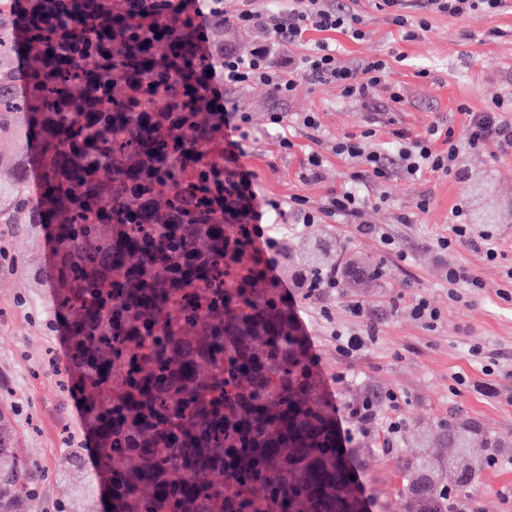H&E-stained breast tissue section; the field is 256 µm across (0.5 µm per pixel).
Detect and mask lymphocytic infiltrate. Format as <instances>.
Listing matches in <instances>:
<instances>
[{
  "label": "lymphocytic infiltrate",
  "mask_w": 512,
  "mask_h": 512,
  "mask_svg": "<svg viewBox=\"0 0 512 512\" xmlns=\"http://www.w3.org/2000/svg\"><path fill=\"white\" fill-rule=\"evenodd\" d=\"M171 17H189L195 26V36L189 49L194 53H210L214 44L211 32L217 19L246 31L264 34L266 42L243 54L234 49L224 52V66L186 82L184 92L193 95L197 86L207 90L205 106L223 120L224 169L220 182L211 183L205 204L214 211L224 208L225 193L238 198L251 226L250 240L257 253L266 255L268 270H275L285 249L281 237L265 234L263 223L269 216L280 219L298 218L303 224H323L343 221L356 225L359 232H368V225L360 217L369 202L368 196L353 189L328 190L318 208H310L301 196L288 200L276 198L259 199L253 188V174L245 169L240 159L246 143L254 134L255 126L250 109L228 102L225 88L252 84L264 88L273 105L266 114L268 125L282 128L296 123L305 130L312 147L306 158V175L319 179L323 156L321 145V123L315 112H302L289 116L281 106L294 98L301 84H329L335 86L343 97L362 102L370 87L385 83L391 66L388 59L375 55L358 62L341 59L335 45L326 41L307 42L308 32H340L356 41L364 40L365 22L354 8L340 4L339 0H289L287 9H264L255 0H158ZM505 0H379V10L385 11L396 26L404 31L405 38H417L426 30V21L410 25L408 8L417 6L429 13H445L453 17H469L477 13L500 11ZM307 44L308 50L299 59L275 58L272 45ZM171 54L184 53L187 47L171 42ZM53 61L62 62L80 58L89 74L105 70L110 63L108 49L94 46L91 37L76 41L66 34H59L50 46ZM373 130L361 134H349L335 141L332 150L336 156L355 164V180L381 184L388 180L392 169H400L408 178L423 174L448 176L457 170L460 153L465 150L477 152L487 141H496L502 151L512 150V96L493 98L485 111L466 115L465 134L456 137L452 128L439 124L430 125L425 132L411 134L399 131L395 134L390 152L375 150L370 140ZM454 224L451 234L439 237L434 248L439 254H447L454 246L467 244L483 250L488 261H495L498 248L489 232L475 230L466 224L462 208L453 211ZM347 313L353 320L346 327L330 323L329 334L336 344L337 352L350 359L377 341V329L368 318L361 302L352 301Z\"/></svg>",
  "instance_id": "1"
}]
</instances>
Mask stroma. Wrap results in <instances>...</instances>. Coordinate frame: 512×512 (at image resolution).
I'll return each instance as SVG.
<instances>
[{"mask_svg":"<svg viewBox=\"0 0 512 512\" xmlns=\"http://www.w3.org/2000/svg\"><path fill=\"white\" fill-rule=\"evenodd\" d=\"M355 7L365 20L367 37L355 42L336 34V46L344 60L367 56L389 59L392 72L387 85L375 87L366 103L343 98L329 85L303 89L290 100L287 112L314 111L324 131L320 148L325 162L321 177L304 178L309 141L299 126L288 129L293 147L281 151L279 132L266 126L270 106L264 89L255 85L227 88V100L248 107L254 115L256 137L250 141L241 164L254 172V187L264 196L285 199L306 197L309 206H321L328 189L351 187L352 164L331 151L335 139L371 128L378 149L388 148L394 132L420 133L438 122L462 132L465 111L480 112L492 97L512 93V0L501 11L455 18L445 14L423 15L427 32L405 40L376 0H357ZM401 88L402 101L388 98V84ZM460 176L425 174L417 179L394 173L385 185H365L370 197L361 222L389 227L399 253L387 251L379 239L357 232L352 224H285L290 253L276 275L287 285L288 307L303 326L326 398L336 406L338 427H345L343 410L359 390L373 386L399 396L398 416L403 427L397 437L375 428L363 443L347 445L346 452L361 459L357 484L366 512H398L402 471L415 430L446 422L449 415L468 416L487 428L512 435V294L504 295L500 267L512 263V152H502L488 141L480 154L462 153ZM427 198V211L415 204ZM461 206L468 222L480 211L497 212L489 230L501 254L486 260L483 252L463 245L441 257L433 242L451 233V211ZM409 223H400V215ZM336 241L345 260H365L383 267L374 284L344 278L338 293L323 301L307 300L296 288L291 269L304 268L305 246L318 235ZM52 243L37 224H0V404L10 407L9 418L18 446L36 457L43 473L37 480L35 512H57L66 488L57 473V462L66 453V435L82 440L86 456H93L94 442L83 419L77 396L65 391L50 367L64 361L68 339L64 328H49L53 318L51 267ZM466 268L482 280L480 290H453L445 278L447 265ZM427 297L441 310L443 320L427 329L411 315L409 306ZM362 302L379 330L377 342L354 358L336 351L327 325L317 314L327 306L336 322H348L346 305ZM480 342L494 358V375L469 354V345ZM345 374L336 383V374ZM471 504L482 512H512V448L502 449L498 463L484 469L470 490Z\"/></svg>","mask_w":512,"mask_h":512,"instance_id":"obj_1","label":"stroma"}]
</instances>
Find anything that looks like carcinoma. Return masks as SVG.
<instances>
[{
    "label": "carcinoma",
    "instance_id": "obj_1",
    "mask_svg": "<svg viewBox=\"0 0 512 512\" xmlns=\"http://www.w3.org/2000/svg\"><path fill=\"white\" fill-rule=\"evenodd\" d=\"M0 0V139L17 143L10 173L0 177V224H44L56 256L54 316L68 332L63 371L79 396L95 440L87 466L83 446L69 449L64 476L71 512H98L106 481L108 512H358L362 508L336 408L320 393L315 364L263 261L245 235L244 213L228 218L200 202L202 178L169 170L156 180L152 206L141 209L129 186L146 161L165 159L170 140L209 166L224 164V140L213 119L192 111L182 80L220 68L224 56L183 55L169 96L152 108L188 111L189 129L138 125L122 96L101 103L105 125L94 149L103 160L86 179L73 148L91 117L81 114L86 82L80 62L43 79L40 63L18 58L49 40L55 17L77 37L94 31L114 51L104 83L138 60L130 34L143 27L167 42L193 40L190 21L174 19L151 0L112 20L114 3L85 14L73 0ZM35 155L39 191L22 171ZM111 203L109 221L100 218ZM312 268L336 265V244L319 238ZM12 427L0 408V512H32L38 461L12 447ZM512 438L465 416L438 426L436 447L413 454L404 467L400 512H466L462 492Z\"/></svg>",
    "mask_w": 512,
    "mask_h": 512
}]
</instances>
